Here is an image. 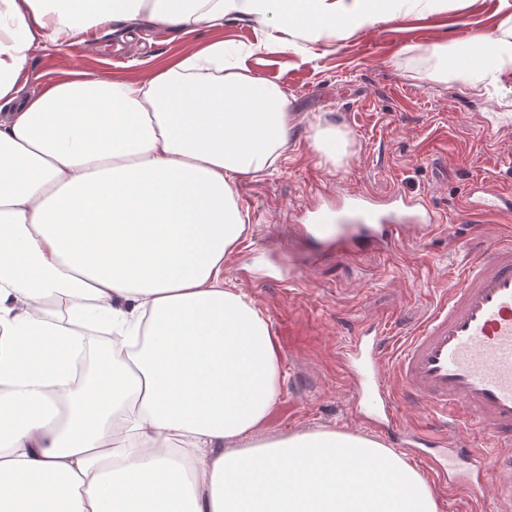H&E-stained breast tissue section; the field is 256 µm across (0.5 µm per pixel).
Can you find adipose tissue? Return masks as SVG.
Wrapping results in <instances>:
<instances>
[{
  "mask_svg": "<svg viewBox=\"0 0 512 512\" xmlns=\"http://www.w3.org/2000/svg\"><path fill=\"white\" fill-rule=\"evenodd\" d=\"M396 0H0V512H437L380 442L265 438L282 360L268 318L224 283L248 231L236 185L293 143L291 101L224 45L139 80L82 73L21 98L32 52L105 28L182 31L247 18L340 40ZM429 78L481 92L512 71V14L436 43ZM323 162L345 132L317 120ZM100 313L125 358L71 383L58 312Z\"/></svg>",
  "mask_w": 512,
  "mask_h": 512,
  "instance_id": "obj_1",
  "label": "adipose tissue"
}]
</instances>
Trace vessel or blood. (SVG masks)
Instances as JSON below:
<instances>
[{
    "label": "vessel or blood",
    "mask_w": 512,
    "mask_h": 512,
    "mask_svg": "<svg viewBox=\"0 0 512 512\" xmlns=\"http://www.w3.org/2000/svg\"><path fill=\"white\" fill-rule=\"evenodd\" d=\"M512 215V193L488 192L476 207ZM440 215L424 200L396 192L380 202L367 195L318 203L303 212L298 230L312 264L327 252L351 259L371 245L391 251L406 233L432 234ZM346 373L368 419L408 448L444 445L445 430L462 423L497 443L500 468L488 470L483 448H453L437 480L471 498L493 492L499 512H512V237L472 257L427 319L393 347L389 330L356 327L342 351ZM428 408L435 426L403 430L399 405Z\"/></svg>",
    "instance_id": "b4317fda"
}]
</instances>
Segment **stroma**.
I'll list each match as a JSON object with an SVG mask.
<instances>
[{
    "label": "stroma",
    "instance_id": "stroma-1",
    "mask_svg": "<svg viewBox=\"0 0 512 512\" xmlns=\"http://www.w3.org/2000/svg\"><path fill=\"white\" fill-rule=\"evenodd\" d=\"M505 18L499 0H444L436 10L352 33L341 41L303 42L301 52L267 39L250 19L175 35L142 25L132 39L78 37L39 50L25 71V94L40 92L73 71L140 79L189 50L221 41L246 54L250 73L278 83L297 117L294 145L277 170L239 180L249 213L247 238L224 263V281L247 291L268 317L279 345L284 382L270 435L336 430L373 436L352 409L353 386L340 343L361 324L385 323L406 336L430 312L461 270L469 251L512 235V217L467 213L470 190L484 182L512 189V123L485 140L478 126L512 113V73L475 95L455 83L436 84L428 46L470 41ZM340 125L348 152L339 166L321 162L309 139L313 117ZM350 190L425 199L446 218L459 242L435 232L406 238L395 252L364 250L308 266L294 233L302 211Z\"/></svg>",
    "mask_w": 512,
    "mask_h": 512
}]
</instances>
